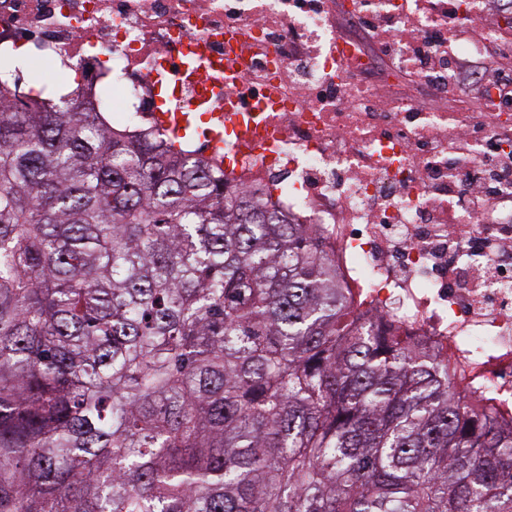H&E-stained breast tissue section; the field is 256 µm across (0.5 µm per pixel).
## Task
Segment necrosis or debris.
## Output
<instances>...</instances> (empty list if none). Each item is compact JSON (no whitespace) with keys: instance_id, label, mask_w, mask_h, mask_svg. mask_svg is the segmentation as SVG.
Segmentation results:
<instances>
[{"instance_id":"4bbe7bcc","label":"necrosis or debris","mask_w":512,"mask_h":512,"mask_svg":"<svg viewBox=\"0 0 512 512\" xmlns=\"http://www.w3.org/2000/svg\"><path fill=\"white\" fill-rule=\"evenodd\" d=\"M487 0H0V45L159 97L196 124L228 186L317 224L350 307L375 332L459 364L512 418V105L461 90V61L512 47ZM231 125L222 149L210 136Z\"/></svg>"}]
</instances>
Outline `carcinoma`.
I'll return each mask as SVG.
<instances>
[{
	"mask_svg": "<svg viewBox=\"0 0 512 512\" xmlns=\"http://www.w3.org/2000/svg\"><path fill=\"white\" fill-rule=\"evenodd\" d=\"M0 58V512H512V424L312 224Z\"/></svg>",
	"mask_w": 512,
	"mask_h": 512,
	"instance_id": "obj_1",
	"label": "carcinoma"
}]
</instances>
